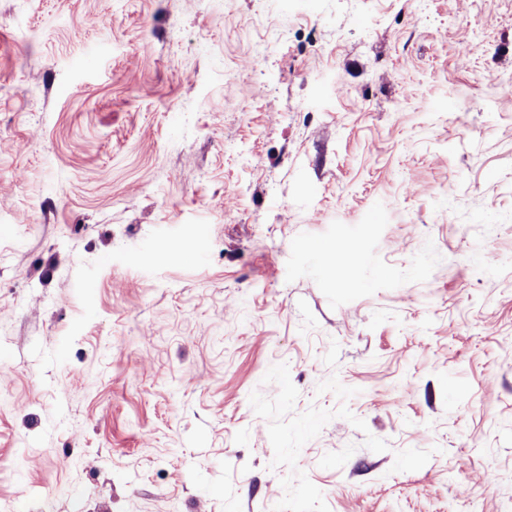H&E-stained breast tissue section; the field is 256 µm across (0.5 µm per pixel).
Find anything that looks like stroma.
Returning a JSON list of instances; mask_svg holds the SVG:
<instances>
[{
    "label": "stroma",
    "mask_w": 512,
    "mask_h": 512,
    "mask_svg": "<svg viewBox=\"0 0 512 512\" xmlns=\"http://www.w3.org/2000/svg\"><path fill=\"white\" fill-rule=\"evenodd\" d=\"M495 80L512 0H0V512H512Z\"/></svg>",
    "instance_id": "stroma-1"
}]
</instances>
